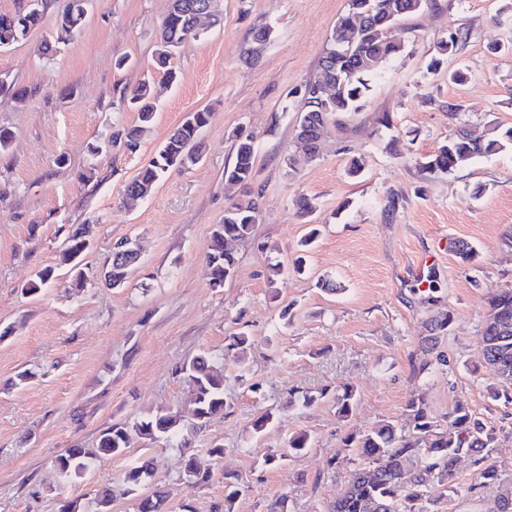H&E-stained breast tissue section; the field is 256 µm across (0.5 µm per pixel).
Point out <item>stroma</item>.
<instances>
[{
  "label": "stroma",
  "mask_w": 512,
  "mask_h": 512,
  "mask_svg": "<svg viewBox=\"0 0 512 512\" xmlns=\"http://www.w3.org/2000/svg\"><path fill=\"white\" fill-rule=\"evenodd\" d=\"M67 3L43 0V27L0 48L7 83L0 128L14 135L0 151V512H59L73 499L93 512L94 492L104 486L117 493L112 512H137L140 497L157 490L168 493L171 512L186 504L215 512L228 473L241 479L233 512H267L278 498L284 512H326L353 468L343 438L402 421L413 393L434 416L461 404L499 428L497 458L511 483L512 405L489 395L497 377L482 364L481 330L489 292L512 288V148L450 174L422 172L419 163L456 128L512 126V52L488 50L512 43V0H437L402 18L390 36L404 43L403 55L382 64L361 111L345 130L329 131L320 157L299 160L291 174L283 158L294 148L298 90L315 76L346 0H221L222 24L180 49L172 85L153 71L169 0H86L81 29L45 57L40 45ZM261 25L273 37L257 59H246ZM457 27L467 39L442 71L428 74L426 60ZM461 65L469 78L457 84L448 73ZM146 73L158 105L150 134L137 153L118 146L91 161L89 143L115 123L135 124L121 97ZM452 104L461 107L454 117ZM202 108L213 117L200 134L201 161L171 169L150 197L123 204L126 184L186 114ZM385 112L388 129L377 123ZM242 128L256 137L260 212L236 276L215 288L205 255L214 224L238 195L225 188L224 168ZM354 156L364 161L356 178L347 174ZM92 162L97 175L83 180ZM301 195L316 203L303 219L293 205ZM391 195L399 198L393 212ZM77 224L91 227L82 288L62 261L67 229ZM311 233L314 243L302 247ZM125 238L137 244L140 262L124 287H104L100 273L113 243ZM460 240L475 247L474 261L457 257ZM299 256L301 275L293 270ZM277 262L283 272L272 287L267 277ZM47 266L54 282L22 294ZM324 279L338 292L321 288ZM445 313L452 323L439 343L447 358L440 365L420 352L418 339ZM242 333L253 341L245 371L230 347ZM204 353L223 364L232 404L190 436L208 482L188 486L182 449L141 441L124 455L91 458L79 481L59 478L54 459L94 447L103 429L163 408L187 410L190 386L176 368ZM23 371L30 378L21 385ZM346 383L356 392L348 419L333 403ZM292 389L315 395V403L289 406ZM266 412L273 422L254 432ZM297 431L313 444L287 454ZM216 445L223 458L209 455ZM141 455L153 475L138 493L122 494L123 474ZM458 469L442 512H496L498 488L479 486L469 460Z\"/></svg>",
  "instance_id": "stroma-1"
}]
</instances>
